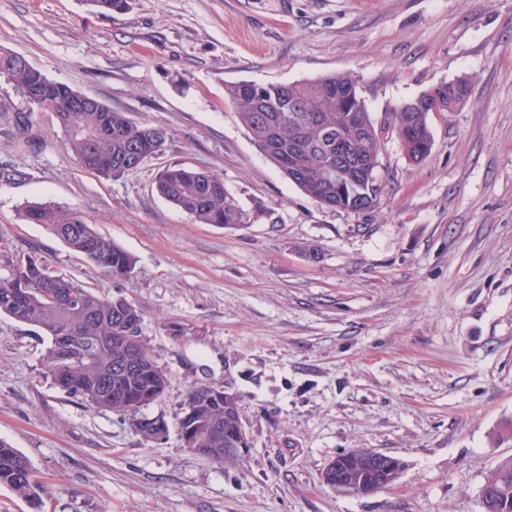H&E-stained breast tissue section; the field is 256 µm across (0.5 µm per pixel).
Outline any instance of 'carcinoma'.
Returning a JSON list of instances; mask_svg holds the SVG:
<instances>
[{
    "label": "carcinoma",
    "mask_w": 512,
    "mask_h": 512,
    "mask_svg": "<svg viewBox=\"0 0 512 512\" xmlns=\"http://www.w3.org/2000/svg\"><path fill=\"white\" fill-rule=\"evenodd\" d=\"M95 12L123 11L128 0H86ZM8 74L15 89L21 90L34 77L31 69L18 68L12 53L0 51V78ZM346 99L336 100V89ZM52 92L32 102L39 110L60 108L72 92L66 84L52 82ZM225 99L232 104L241 123L252 135L258 150L303 194L313 199L326 185H334L336 173L329 159L336 153V134L349 141L363 175L348 183L345 195L335 205L340 210L359 212L365 199L376 203L381 194L377 170L384 141L367 104L348 72L289 83L258 85L232 82L224 85ZM430 103L425 112L409 113L416 121L413 135L397 137L408 160L424 162L432 150L429 114L432 108L448 111V83H440L420 95ZM362 118L360 127L345 124L348 113ZM65 134L66 148L86 169L107 180L136 172L142 161L161 151L162 129L138 123L126 113H56ZM302 149L300 161L306 174L299 178L287 163L288 155ZM157 193L191 220L216 224L229 230H244L255 216L224 187L223 178L213 172L196 171L179 165L162 169L155 180ZM31 224H44L70 249L84 256L105 276L124 280L133 273L135 260L111 239L99 233L80 212L47 203H33L24 210ZM0 314L37 327L48 337L45 368L55 384L98 411L134 414L160 400L167 387L165 373L155 364L144 340L125 343L124 335L138 336L142 314L121 296L107 297L77 280L48 267L35 249L8 255L0 252ZM238 410L237 401H197L192 413L181 418V428L193 427L197 448L208 449L207 459L224 463V449L237 436V420L224 413ZM222 426V435L207 429ZM498 495L487 502L485 512H512V457L502 459L490 475ZM0 486L26 499L34 512H41L42 486L31 464L20 451L0 440Z\"/></svg>",
    "instance_id": "obj_1"
}]
</instances>
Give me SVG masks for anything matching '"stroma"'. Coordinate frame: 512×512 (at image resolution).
Listing matches in <instances>:
<instances>
[{"label":"stroma","mask_w":512,"mask_h":512,"mask_svg":"<svg viewBox=\"0 0 512 512\" xmlns=\"http://www.w3.org/2000/svg\"><path fill=\"white\" fill-rule=\"evenodd\" d=\"M49 79L163 129L161 151L105 180L64 146L51 112L0 78V242L142 314L166 373L165 438L58 389L48 340L0 315V439L30 461L43 512H484L481 489L512 457V0H0V50ZM354 77L376 122L458 78L468 100L430 115L422 164L387 139L382 195L363 213L320 207L255 146L228 82ZM33 112V142L10 117ZM220 174L257 219L231 231L160 197L157 171ZM30 202L81 212L128 251L112 282L22 217ZM235 394L249 448L223 465L188 452L190 386ZM353 448L398 458L386 490L323 486Z\"/></svg>","instance_id":"35a3bbf8"}]
</instances>
